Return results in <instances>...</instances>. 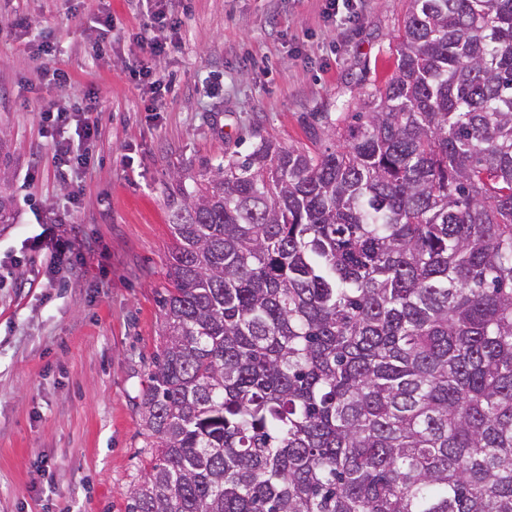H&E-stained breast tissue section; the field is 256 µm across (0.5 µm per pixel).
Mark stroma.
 Returning <instances> with one entry per match:
<instances>
[{
	"instance_id": "stroma-1",
	"label": "stroma",
	"mask_w": 512,
	"mask_h": 512,
	"mask_svg": "<svg viewBox=\"0 0 512 512\" xmlns=\"http://www.w3.org/2000/svg\"><path fill=\"white\" fill-rule=\"evenodd\" d=\"M408 7L351 0L331 17L325 0H178L182 47L156 59L128 38L150 21L144 0H0V190L16 211L0 224V512H124L147 461L138 404L163 344L175 176L199 180L262 138L316 150L321 113L352 111L392 75ZM104 11L102 35L91 20ZM22 17L51 33L54 59L32 58ZM142 63L165 76L163 99L132 78ZM90 87L97 163L65 229L92 255L50 275L26 240L56 222L68 188L40 111Z\"/></svg>"
}]
</instances>
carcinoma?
<instances>
[{"mask_svg":"<svg viewBox=\"0 0 512 512\" xmlns=\"http://www.w3.org/2000/svg\"><path fill=\"white\" fill-rule=\"evenodd\" d=\"M409 2L331 144L178 185L125 512H512V0Z\"/></svg>","mask_w":512,"mask_h":512,"instance_id":"cac0c4a2","label":"carcinoma"}]
</instances>
